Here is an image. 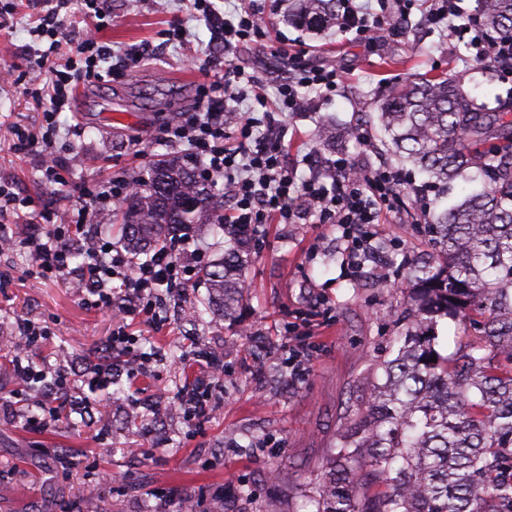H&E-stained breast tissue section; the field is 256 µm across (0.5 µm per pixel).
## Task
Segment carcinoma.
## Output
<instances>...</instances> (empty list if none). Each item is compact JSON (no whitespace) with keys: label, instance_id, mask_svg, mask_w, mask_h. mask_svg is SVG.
Instances as JSON below:
<instances>
[{"label":"carcinoma","instance_id":"1","mask_svg":"<svg viewBox=\"0 0 512 512\" xmlns=\"http://www.w3.org/2000/svg\"><path fill=\"white\" fill-rule=\"evenodd\" d=\"M296 2L293 20L313 31L336 18L338 0ZM478 2L488 35L512 36V0ZM378 122L400 164L427 176L424 187H478L423 225L435 255L415 270L383 381L312 502L316 512H512V113L479 107L450 77H411L381 100ZM223 209L195 165L162 159L148 163L119 215L141 254ZM246 262L229 242L200 273L226 317ZM438 316L477 317L456 357L436 349Z\"/></svg>","mask_w":512,"mask_h":512}]
</instances>
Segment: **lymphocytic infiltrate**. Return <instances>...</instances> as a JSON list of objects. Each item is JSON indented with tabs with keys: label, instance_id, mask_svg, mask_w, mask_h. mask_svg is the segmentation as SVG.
I'll return each instance as SVG.
<instances>
[{
	"label": "lymphocytic infiltrate",
	"instance_id": "1",
	"mask_svg": "<svg viewBox=\"0 0 512 512\" xmlns=\"http://www.w3.org/2000/svg\"><path fill=\"white\" fill-rule=\"evenodd\" d=\"M39 22L36 37L48 38V50L40 52L39 73L46 80L40 90L44 103L38 130L13 123L7 126L14 149L25 153L41 149L51 160L42 168V180L52 185L62 180L55 160L60 137L57 115L69 106L80 84L122 78L130 63L142 59L139 48L127 58L110 63L111 50L99 33L108 12L104 0H83L90 27L76 31L57 20L63 0H31ZM376 8L359 0H341L337 26L355 32L365 42L376 43L399 35L400 22L409 20L415 0H376ZM463 9L457 0H425L422 18L429 31L466 39L470 58L493 79L512 81V38H492L475 23L456 26ZM225 51L253 44L270 54H280L271 43L258 5L251 4L225 15L221 24ZM345 83V72L335 62L311 61L306 51L287 58V70L273 88L261 79L225 61L220 73L209 76L201 87L200 109L183 112L163 128V140L185 147L202 177L224 186L221 223L235 224L249 240H258L263 224H333L341 228L338 240L349 272L362 271L374 253L375 226L382 215L398 209L412 184L400 170L352 157L325 158L307 153L308 177L298 178L288 163L287 130L279 119L303 106L302 90L328 99ZM136 181L130 174L97 179L79 190L80 204L48 215L35 199L19 195L0 184V244H23L33 257V271L42 277L84 287L91 304L115 309L121 315L112 331L109 349L122 358L130 371L144 365L145 353L135 351L128 332L129 320L154 327L165 297L184 294L205 266L210 247L190 233L179 234L168 245L143 260L121 243L103 235L100 225L90 223L91 210L102 211L124 198ZM46 224L43 233L16 238L12 224ZM202 370L194 392L178 395L183 415L205 419L213 396L223 389L224 360L205 353L199 356Z\"/></svg>",
	"mask_w": 512,
	"mask_h": 512
}]
</instances>
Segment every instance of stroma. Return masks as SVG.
Masks as SVG:
<instances>
[{"label":"stroma","instance_id":"35a3bbf8","mask_svg":"<svg viewBox=\"0 0 512 512\" xmlns=\"http://www.w3.org/2000/svg\"><path fill=\"white\" fill-rule=\"evenodd\" d=\"M112 19L103 39L115 54L145 47L125 77L80 85L60 112L56 154L65 163L63 183L41 180L43 155L13 151L0 137V179L44 206L66 208L76 186L116 171L142 172L155 155L178 154L162 142V127L197 106L202 64L223 65L224 41L189 0H107ZM272 38L286 52L308 49L312 59L341 60L345 91L320 100L304 93L301 111L283 114L292 162L309 151L332 157L361 156L346 134L360 121L371 138V159L394 162L380 137L381 91L412 75L454 73L477 103L512 98V86L495 81L468 60L458 39L412 26L397 38L369 46L354 33L332 27L315 34L288 19L284 0H261ZM31 8L18 4L0 36V69L32 68L34 49L48 40L30 33ZM180 21L187 43L165 32ZM43 108L23 86L0 89V123L38 126ZM141 141L133 154L129 138ZM328 224L265 225L240 277L242 299L229 317L209 307L208 292L189 287L167 299L156 328L132 323L140 351L157 354L143 372L108 385L91 382L89 362L112 337L110 312L85 304L79 288L32 273L22 249L0 253V512H63L81 502L85 512H179L193 501L197 512H313L308 500L326 461L379 374L375 366L401 328L403 291L416 266L434 253L433 243L410 224L377 228L375 257L347 273ZM46 327L38 345H26L18 323ZM224 358L223 393L211 404L203 429L172 412L170 402L190 387L199 351ZM71 372L69 420L40 430L26 427L24 412L40 414L49 397L24 387L9 370L15 356ZM233 484L235 496L216 498ZM176 490V498L158 489Z\"/></svg>","mask_w":512,"mask_h":512}]
</instances>
